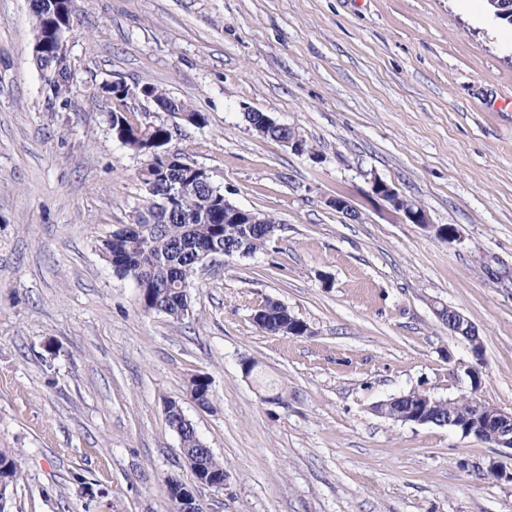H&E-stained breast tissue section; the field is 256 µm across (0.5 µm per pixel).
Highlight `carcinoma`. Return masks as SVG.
I'll list each match as a JSON object with an SVG mask.
<instances>
[{"instance_id": "obj_1", "label": "carcinoma", "mask_w": 512, "mask_h": 512, "mask_svg": "<svg viewBox=\"0 0 512 512\" xmlns=\"http://www.w3.org/2000/svg\"><path fill=\"white\" fill-rule=\"evenodd\" d=\"M486 11L494 19L512 25V0H485ZM34 21V41L42 46L34 63L57 98L71 91L72 66L69 59L56 53V33L62 26L74 28L73 0H30ZM149 93L162 107L171 110L174 119L203 125L206 117L199 112H185L187 104L155 85L147 84ZM117 139L136 154L155 152V163L145 166L139 180L145 200L136 224L139 229H117L100 240L98 249L113 270L132 279L143 307L167 314L176 321L188 315L189 287L199 261L210 257L216 249H232L234 256L247 257L262 249L269 238L270 224L224 223V191L200 186L192 193V204L179 209L172 197L173 184L190 178L187 160L196 147L180 148V160L165 158L164 147L170 142V128L165 123L145 124L136 112L126 116L112 112ZM260 330L267 335L288 334L291 313L274 306ZM180 405L169 402L168 424L185 448L199 447V437L191 422L179 412Z\"/></svg>"}]
</instances>
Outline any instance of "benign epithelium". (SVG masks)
Returning <instances> with one entry per match:
<instances>
[{
    "label": "benign epithelium",
    "mask_w": 512,
    "mask_h": 512,
    "mask_svg": "<svg viewBox=\"0 0 512 512\" xmlns=\"http://www.w3.org/2000/svg\"><path fill=\"white\" fill-rule=\"evenodd\" d=\"M244 119L249 128L261 137L273 129L282 133L279 142L289 146L297 152L304 151V139L298 130L284 124H280L269 115L257 111L247 110ZM374 193L386 201L391 208L401 214L404 219L413 224H426L428 217L425 210L413 204L411 199L400 194L387 183L376 180L373 183ZM234 221L236 224H264L266 220L261 218V213L242 209L230 200H224V222ZM439 320L448 328L452 336H460L467 340L474 356H479L477 349L480 344L478 331L458 310L442 306L435 309ZM472 380V394L468 401L471 404V412L465 421H459L457 415L448 412L442 415L437 409L447 404L433 396H422L411 400L406 404V409L398 418L404 424L433 425L447 428L459 433L463 437H475L487 442L512 458V412L495 407L477 396L479 387V371L473 367L469 370ZM210 452L207 447L195 453L190 449H181L183 460L190 468L195 483L212 488H222L224 483H216L209 479V475L203 471L204 457ZM168 494L174 504V512H206L201 499L198 497L195 487L186 485L181 480L172 478L168 482Z\"/></svg>",
    "instance_id": "1"
}]
</instances>
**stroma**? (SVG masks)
<instances>
[{
    "label": "stroma",
    "instance_id": "1",
    "mask_svg": "<svg viewBox=\"0 0 512 512\" xmlns=\"http://www.w3.org/2000/svg\"><path fill=\"white\" fill-rule=\"evenodd\" d=\"M74 89L32 61L28 0H0V451L20 478L0 512H173L191 482L165 415L178 402L224 462L207 512H512L483 477L496 449L375 412L418 390L512 411V26L483 0H75ZM149 82L205 115L169 144L280 236L197 271L176 321L142 307L100 238L134 223L147 158L93 85ZM298 129V153L245 109ZM381 180L426 211L413 224ZM346 197L352 222L332 207ZM453 225L454 241L436 230ZM280 301L308 331L262 333ZM460 311L483 347L450 335ZM257 361L244 378L240 362ZM480 367V387L467 369ZM210 379V404L190 395ZM286 392L287 404L261 401ZM435 312L439 320L448 328L450 335L460 336L469 342L473 355L477 361H480L477 349L480 344L479 334L465 316L458 310L445 306L435 309Z\"/></svg>",
    "mask_w": 512,
    "mask_h": 512
}]
</instances>
